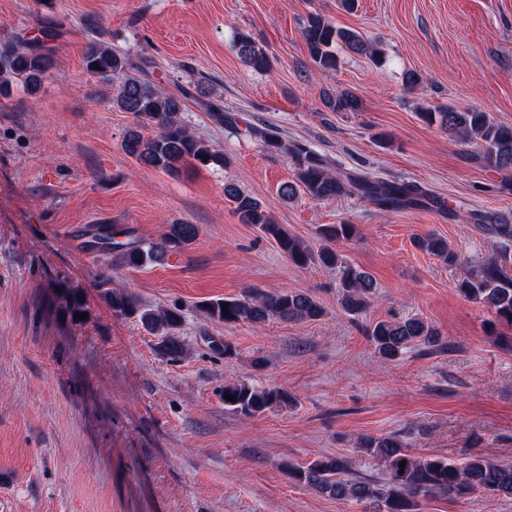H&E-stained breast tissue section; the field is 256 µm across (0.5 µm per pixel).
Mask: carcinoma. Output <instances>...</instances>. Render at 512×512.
Wrapping results in <instances>:
<instances>
[{
	"label": "carcinoma",
	"instance_id": "obj_1",
	"mask_svg": "<svg viewBox=\"0 0 512 512\" xmlns=\"http://www.w3.org/2000/svg\"><path fill=\"white\" fill-rule=\"evenodd\" d=\"M309 56L317 70L337 67L336 48L345 47L366 54L379 62L376 51L354 29L334 25L321 14L308 17L302 31ZM234 45L240 57L252 69L264 72L269 59L251 37L238 33ZM85 65L87 71L105 81L118 80L112 103L128 112L136 124L122 140L123 151L138 164L163 172L177 173L186 166L227 165L224 153L197 139L179 120L182 101L168 95L159 86L131 71L142 70L126 55L116 54L101 39L89 42ZM52 68L50 50L35 48L22 41L0 43V96L8 94L17 81L35 92ZM322 104L331 112H356L360 98L350 90L328 93ZM423 122L448 133V139L475 145L483 163L495 170L512 168V125L495 121L489 113L474 106L460 108L452 103L446 108H423ZM153 134L144 135V129ZM246 132L271 152L288 155L295 165L292 181L281 187L282 197L291 199L302 191L315 201L357 197L378 207L414 206L420 203L421 190L411 184L377 180L367 174L334 172L329 161L300 142H291L275 129L248 127ZM224 196L243 224H253L277 244L288 263L306 268L319 263L339 269L338 303L344 312L365 317L376 293L373 276L343 262L337 245L360 237L354 224H324L318 230L322 245L313 250L282 225L271 219L263 204L232 183L224 184ZM468 220L497 237L503 245L512 243V219L495 213L470 212ZM131 231L105 225L96 227L89 245L110 259L114 268H142L160 263L179 253L198 235L195 224H171L159 237L130 240ZM414 245L449 266H468L457 281L461 296L483 307L492 321L512 326V255L502 250L481 263L469 264L462 254L435 233L414 238ZM102 299L116 314L133 318L150 334L158 337L160 352L171 361L184 357L188 345L180 336L183 309L153 307L135 293L122 288L107 289ZM203 311L226 324H261L270 319L286 322H310L324 317L321 303L305 290L279 292L250 291L239 297H224L204 304ZM375 352L384 360H399L409 349L437 353L447 347L439 331L419 315L392 317L365 326ZM224 393L236 397L224 401V408L246 417L262 415L286 406L288 393L275 387H256L245 380L224 384ZM359 452L382 464L385 478L376 481L357 475L352 462L344 457L324 456L292 471L293 478L336 499L365 503L373 512H420L421 500L428 497L466 498L481 493L488 499L512 498V463L481 454L455 462L437 455L420 456L406 448L397 434L361 435L355 440ZM405 466H400V462Z\"/></svg>",
	"mask_w": 512,
	"mask_h": 512
}]
</instances>
